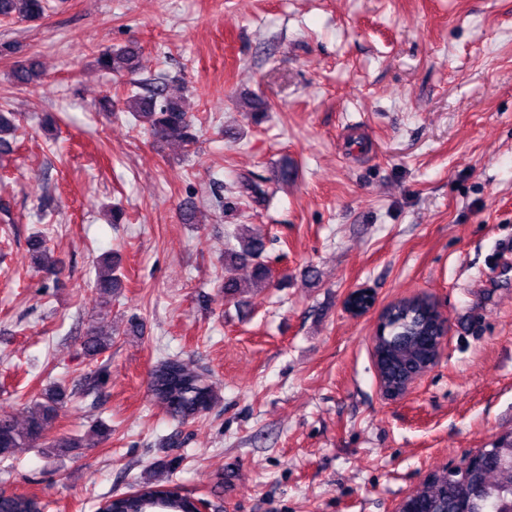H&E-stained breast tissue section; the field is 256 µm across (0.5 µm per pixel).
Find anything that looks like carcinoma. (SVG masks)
<instances>
[{
	"mask_svg": "<svg viewBox=\"0 0 512 512\" xmlns=\"http://www.w3.org/2000/svg\"><path fill=\"white\" fill-rule=\"evenodd\" d=\"M45 0H0V17L37 19L45 13ZM135 50L123 47L99 54L100 68L114 73L135 68ZM39 77L37 64L30 62L12 70L11 78L28 84ZM125 109L159 142L175 141L188 147L199 139L198 130L181 100L159 91L132 93L125 99ZM19 125L16 114L0 109V146H9ZM229 200L224 209L232 208V200L248 195L266 200L268 192L249 179L237 180L225 187ZM238 245H229L224 263L222 288L224 297L233 299L246 293L247 284L236 275L240 265L252 264L255 285L272 284L270 268L263 260L265 239L260 235L238 234ZM30 250L38 259V268L48 275L60 274L57 262L48 257L49 248L42 235L29 240ZM104 271L99 273L94 288L99 302L112 303L122 287L118 268L108 257L103 258ZM374 339L373 356L382 389L387 393L402 392L414 376L428 370L437 355L441 325L435 304L423 297L402 300L386 307L380 314ZM83 353L97 359L112 348V334L91 325L82 343ZM148 392L167 415L184 424L211 408L217 393L207 377L176 357L161 359L151 370ZM65 388L50 384L25 407V420L18 424L0 417V460L24 447L80 448L82 440L62 436L46 442L48 431L66 403ZM173 461L161 459L152 463L137 479L135 495L116 502L107 500L103 512H196L194 497L170 480ZM405 502L413 512H512V429L503 432L490 449H481L470 457L462 469H434L424 477L420 487ZM39 497L0 493V512H43Z\"/></svg>",
	"mask_w": 512,
	"mask_h": 512,
	"instance_id": "1",
	"label": "carcinoma"
}]
</instances>
